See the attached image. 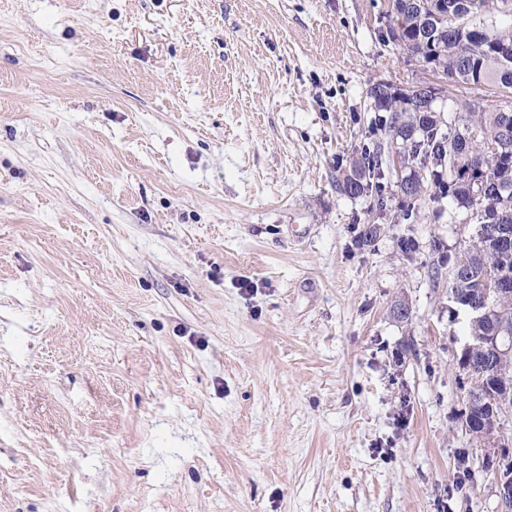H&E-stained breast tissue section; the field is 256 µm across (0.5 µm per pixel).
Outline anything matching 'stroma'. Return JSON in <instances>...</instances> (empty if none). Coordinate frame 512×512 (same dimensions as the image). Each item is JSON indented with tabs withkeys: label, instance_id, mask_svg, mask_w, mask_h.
<instances>
[{
	"label": "stroma",
	"instance_id": "obj_1",
	"mask_svg": "<svg viewBox=\"0 0 512 512\" xmlns=\"http://www.w3.org/2000/svg\"><path fill=\"white\" fill-rule=\"evenodd\" d=\"M384 4L0 0V512H496L431 277L474 227L359 246L336 189L431 76Z\"/></svg>",
	"mask_w": 512,
	"mask_h": 512
}]
</instances>
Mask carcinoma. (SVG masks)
Listing matches in <instances>:
<instances>
[{
	"label": "carcinoma",
	"mask_w": 512,
	"mask_h": 512,
	"mask_svg": "<svg viewBox=\"0 0 512 512\" xmlns=\"http://www.w3.org/2000/svg\"><path fill=\"white\" fill-rule=\"evenodd\" d=\"M385 13L384 45L392 44L442 74L457 92L448 108L432 104V87L374 82L367 111L379 138L365 142L338 169L336 190L371 197L370 211L386 215L384 181L394 176L392 145H400L401 175L395 180L397 217L410 224L425 207L443 210L451 200L465 224L475 226L460 246L449 275L450 301L487 310L470 327L478 336H500L512 345V111L479 105L483 94L512 97V25L498 27L483 15L512 14V0H393ZM493 279L503 291L486 288ZM463 365L485 375L483 387L467 391L463 425L484 438L512 415V354L486 347L464 354Z\"/></svg>",
	"instance_id": "1"
}]
</instances>
